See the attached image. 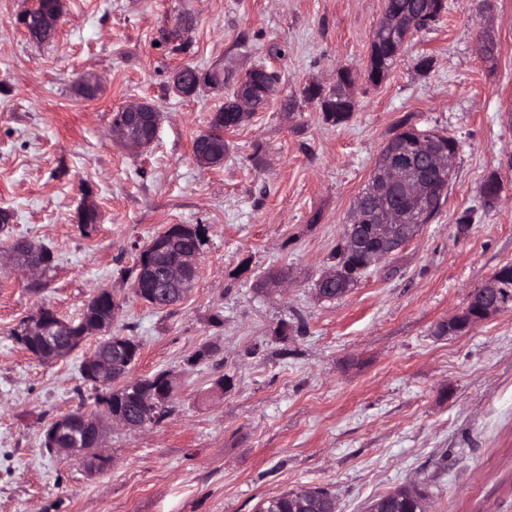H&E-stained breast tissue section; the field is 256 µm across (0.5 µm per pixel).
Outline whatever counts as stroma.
Listing matches in <instances>:
<instances>
[{
    "label": "stroma",
    "instance_id": "35a3bbf8",
    "mask_svg": "<svg viewBox=\"0 0 512 512\" xmlns=\"http://www.w3.org/2000/svg\"><path fill=\"white\" fill-rule=\"evenodd\" d=\"M32 4L0 0V210L11 214L0 253L42 243L56 268L38 293L0 268V512H256L302 485L331 490L336 512H366L409 482L428 512H512V308L440 330L512 263V0H446L337 125L302 89L365 67L384 0H64L42 43L16 24ZM182 16L189 48L176 52L159 36ZM183 64L280 75L271 100L225 132L220 165H197L192 145L233 88L178 97L170 78ZM86 72L101 80L96 97L74 88ZM130 101L163 114L140 152L108 136ZM405 119L458 141L448 197L346 295L318 298L350 208ZM493 176L500 199L485 211L479 190ZM86 190L102 214L89 236L76 224ZM170 224L205 225L208 241L191 292L157 309L122 272ZM98 288L122 304L113 332L141 343L130 378L169 372L176 410L156 428L113 429L110 465L91 472L49 453L44 431L95 410L80 365L98 337L46 363L11 332L40 306L79 318ZM205 345L215 356L190 364Z\"/></svg>",
    "mask_w": 512,
    "mask_h": 512
}]
</instances>
